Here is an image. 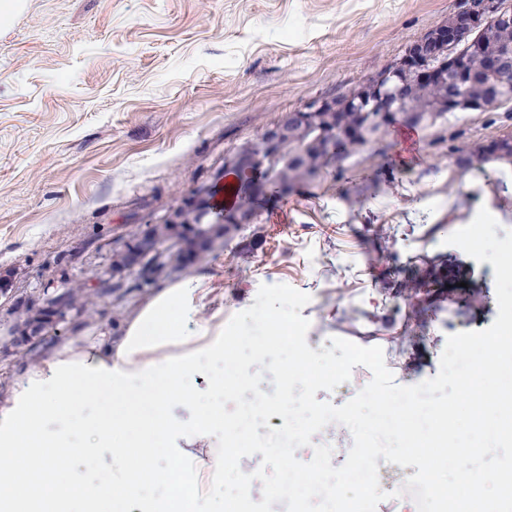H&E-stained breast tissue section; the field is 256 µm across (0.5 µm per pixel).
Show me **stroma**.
Returning <instances> with one entry per match:
<instances>
[{"label": "stroma", "instance_id": "stroma-1", "mask_svg": "<svg viewBox=\"0 0 512 512\" xmlns=\"http://www.w3.org/2000/svg\"><path fill=\"white\" fill-rule=\"evenodd\" d=\"M465 0H21L0 17V271L21 285L90 281L87 258L155 222L210 182L225 152L315 98L348 93ZM512 132V103L447 124L400 125L330 173L262 199L255 224L188 268L204 275L195 336L218 335L264 284L308 287L307 340L408 345L396 384L437 375L434 337L496 319L494 270L447 244L455 144ZM364 187L350 207L348 189ZM421 205L426 223L408 213ZM385 225L387 237L374 230ZM419 273L448 284L430 309L391 306Z\"/></svg>", "mask_w": 512, "mask_h": 512}]
</instances>
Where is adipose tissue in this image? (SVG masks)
Here are the masks:
<instances>
[{
    "label": "adipose tissue",
    "mask_w": 512,
    "mask_h": 512,
    "mask_svg": "<svg viewBox=\"0 0 512 512\" xmlns=\"http://www.w3.org/2000/svg\"><path fill=\"white\" fill-rule=\"evenodd\" d=\"M201 279L162 289L125 332L101 326L56 347L0 396V512H117L127 502L160 512L148 481L193 464L208 478L224 458L208 429L224 423L223 401H209L191 384L204 361L224 347L174 332L176 319L195 312L189 298ZM98 400L95 412L83 402ZM196 406L207 428L186 436V449L164 462L165 435L179 425L173 403Z\"/></svg>",
    "instance_id": "ef3b65f1"
}]
</instances>
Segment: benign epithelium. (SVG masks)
I'll return each mask as SVG.
<instances>
[{"label": "benign epithelium", "mask_w": 512, "mask_h": 512, "mask_svg": "<svg viewBox=\"0 0 512 512\" xmlns=\"http://www.w3.org/2000/svg\"><path fill=\"white\" fill-rule=\"evenodd\" d=\"M512 19V0H466L465 6L429 28L411 41L403 54L385 69L357 84L342 102L314 99L303 108L285 113L267 126L248 151L233 150L224 156V169L254 174L280 158L294 142L299 130H316L317 144L329 152L336 151V127L328 114L345 106L361 114L368 129L383 128L394 120L412 123L416 114L409 110L413 85L417 81H437L443 92L431 106L428 117L439 113L494 109L500 100L512 97V45H497L485 50L491 27L502 19ZM483 82L485 93L479 99L464 94L475 80ZM495 155L512 159V133L489 139ZM164 223L172 225L174 240L182 245L192 241L200 247L215 243L214 232L224 223V216H212L206 196L192 192ZM127 249L148 257L159 252L150 229L141 231ZM139 269H115L112 264L95 273V279L117 281ZM63 283L50 279L42 284L36 304L55 299Z\"/></svg>", "instance_id": "1"}]
</instances>
